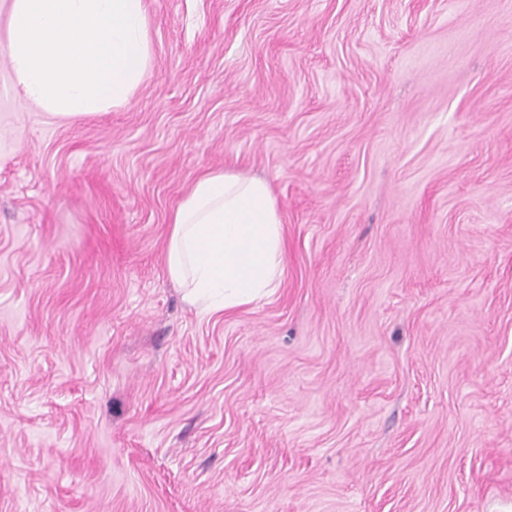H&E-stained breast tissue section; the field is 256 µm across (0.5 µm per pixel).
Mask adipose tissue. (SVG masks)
<instances>
[{"label":"adipose tissue","mask_w":512,"mask_h":512,"mask_svg":"<svg viewBox=\"0 0 512 512\" xmlns=\"http://www.w3.org/2000/svg\"><path fill=\"white\" fill-rule=\"evenodd\" d=\"M6 49L15 92L72 122L126 106L152 66L144 0H12ZM284 247L269 184L211 170L174 210L163 262L211 313L271 297Z\"/></svg>","instance_id":"1"}]
</instances>
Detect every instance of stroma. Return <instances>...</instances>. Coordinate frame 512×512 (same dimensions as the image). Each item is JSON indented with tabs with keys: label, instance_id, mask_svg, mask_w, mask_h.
<instances>
[{
	"label": "stroma",
	"instance_id": "obj_1",
	"mask_svg": "<svg viewBox=\"0 0 512 512\" xmlns=\"http://www.w3.org/2000/svg\"><path fill=\"white\" fill-rule=\"evenodd\" d=\"M0 0V512H512V0H145L130 103L12 87ZM266 179L270 298L162 262ZM284 247L269 184L210 170L174 210L163 262L184 298L211 313L271 297L281 286Z\"/></svg>",
	"mask_w": 512,
	"mask_h": 512
}]
</instances>
